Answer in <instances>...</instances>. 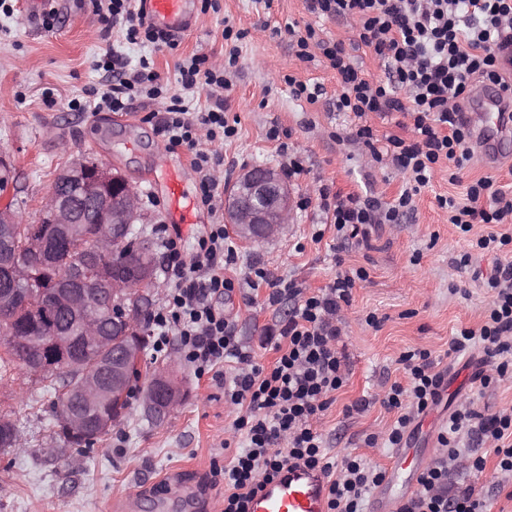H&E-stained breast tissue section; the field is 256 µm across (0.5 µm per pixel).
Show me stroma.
I'll use <instances>...</instances> for the list:
<instances>
[{
  "mask_svg": "<svg viewBox=\"0 0 512 512\" xmlns=\"http://www.w3.org/2000/svg\"><path fill=\"white\" fill-rule=\"evenodd\" d=\"M0 155L10 166L12 182L1 201H15L25 223H37L57 174L74 159L90 154L123 173L139 191L156 242L157 264H164L163 239L177 233L188 253L200 249L208 225L225 221L223 211L209 212L200 201L199 175L186 147H169L151 120L171 96L184 95L177 65L198 54L224 70L230 88L223 94L224 111L235 120L237 133L213 148L224 162L218 180L235 178L243 168L265 165L283 169L286 159L299 160L300 175L289 178L292 207L288 224L261 243L235 242L238 260L233 274L257 262L273 277L296 280L318 290L338 270L364 269L345 307L338 347L349 371L345 386L317 424L329 461L356 456L368 466L387 468L393 451L369 445L368 435H385L398 417L382 401L393 383L407 384L398 360L414 348L428 349L437 370L446 371L448 385L441 402L410 427L408 445L424 463L439 456L437 434L455 406L474 403L486 413L512 410V380L484 388L473 379L483 353L479 346L454 353L451 339L463 328L479 329L491 295L472 278L473 269L491 273L493 255L475 250L486 224L461 233L448 222L438 196L464 201L466 188L483 177L512 187V162L488 168L471 162L449 183L447 168L435 172L414 198L413 212L401 223L379 224L369 240L340 241L333 226L322 225L318 192L359 193L390 201L406 187L405 178L376 163L354 143L360 124L370 125L378 139L409 138L410 120L401 113L368 114L358 119L337 111L336 73L323 56L304 61L288 26H313L322 38L342 42L353 64L367 76L383 71L371 52L357 46L354 23L310 14L305 0H196L193 26L176 49L154 50L149 43H127L118 29L100 22L93 0H54L53 28L28 14L24 0H0ZM124 53L130 67L148 58L162 88L160 97L136 98L129 113L91 112L82 104L98 98L109 78L100 67L112 51ZM236 63H229L230 51ZM318 87L316 102L297 98L289 79ZM176 175L188 193L195 215L191 224H177L175 204L164 187ZM321 240H314L316 230ZM468 252L472 269H458L453 260ZM270 287L260 284L250 295L225 294L224 310L235 333L256 359L271 365L272 348L262 346L265 329L286 316L287 304L269 306ZM376 324H368L367 316ZM177 359L186 396L163 422L145 420L139 400H132L126 419L91 447H66L55 433L53 397L39 380L12 370L11 385L0 386V415L16 425L25 446L0 451V512H113L126 500L130 512H158L156 502L183 482L197 490L198 512H221L224 485L215 474L223 470L243 444L233 431L236 406L224 398L223 380L197 374L182 359L178 337L162 352L146 349L142 377L156 364ZM472 488L491 504V512H512V483L504 480L494 455L482 471L452 468L449 490Z\"/></svg>",
  "mask_w": 512,
  "mask_h": 512,
  "instance_id": "35a3bbf8",
  "label": "stroma"
}]
</instances>
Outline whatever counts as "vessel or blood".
Instances as JSON below:
<instances>
[{
    "instance_id": "vessel-or-blood-1",
    "label": "vessel or blood",
    "mask_w": 512,
    "mask_h": 512,
    "mask_svg": "<svg viewBox=\"0 0 512 512\" xmlns=\"http://www.w3.org/2000/svg\"><path fill=\"white\" fill-rule=\"evenodd\" d=\"M193 0H145L155 28L174 37L183 36L194 19ZM508 109L496 87L477 84L468 107L474 131L473 143L481 159L494 165L505 157L512 141ZM397 462L374 491L368 512H400L418 488L422 465L406 449L396 453ZM249 512H327V478L317 469L297 464L284 468L252 498Z\"/></svg>"
}]
</instances>
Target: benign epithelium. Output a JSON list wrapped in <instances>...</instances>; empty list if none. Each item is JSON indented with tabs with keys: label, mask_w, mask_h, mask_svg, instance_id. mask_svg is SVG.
<instances>
[{
	"label": "benign epithelium",
	"mask_w": 512,
	"mask_h": 512,
	"mask_svg": "<svg viewBox=\"0 0 512 512\" xmlns=\"http://www.w3.org/2000/svg\"><path fill=\"white\" fill-rule=\"evenodd\" d=\"M56 183L41 222L29 226L28 254L0 263L8 275L0 289V334L24 354L34 378L78 368L79 342L101 352V372L85 376L78 399L86 408L109 405L112 416L91 422L84 411L70 405L59 410L58 430L71 442L85 444L110 431L124 412L129 374L140 365L147 341L133 321L144 311L146 290L157 284L156 263L149 241L131 236L145 220L139 194L125 177L82 156L57 176ZM227 215L242 241L269 239L290 216L288 187L280 172L267 166L247 170L228 190ZM18 220L14 208L0 203V238H9ZM46 227L54 229L55 243L76 253V259L57 276L58 287L43 296L41 324L47 335L35 336L29 331V300L12 284L30 278L27 255L46 257ZM131 242L144 257L141 264L115 266L107 261ZM185 395L173 366L158 368L143 388V411L161 421Z\"/></svg>",
	"instance_id": "obj_1"
}]
</instances>
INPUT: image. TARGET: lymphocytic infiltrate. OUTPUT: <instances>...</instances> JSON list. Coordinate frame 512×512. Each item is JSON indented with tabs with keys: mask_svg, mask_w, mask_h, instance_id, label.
Listing matches in <instances>:
<instances>
[{
	"mask_svg": "<svg viewBox=\"0 0 512 512\" xmlns=\"http://www.w3.org/2000/svg\"><path fill=\"white\" fill-rule=\"evenodd\" d=\"M97 3L101 20L121 27L128 43L145 41L158 51L176 48L175 39L147 24L136 0ZM307 9L326 19H353L358 44L371 49L384 68V79H367L351 63L342 43L320 38L314 27H305L296 39L297 55L308 61L317 49L328 60L339 86L337 111L359 119L371 113L399 112L412 121L409 140L390 136L378 142L372 128L364 124L356 131L358 143L376 162H390L406 176L409 186L396 200L319 193L322 218L334 226L337 237L363 243L370 227L399 223L413 211L414 196L430 183L437 166L447 165L448 179L454 182L469 165L473 132L457 114L474 83L498 85L503 98L512 97L503 54L512 46V0H307ZM126 67L123 54L113 52L112 79L94 102V111L124 112L139 95L160 96L158 76L149 60H141L139 70L131 75ZM152 117L169 146L192 151L201 202L216 209L221 194L213 171L222 159L202 143L236 133L224 113L223 99H216L205 111L193 112L177 97ZM437 204L447 211L449 223L464 233L476 224L512 223V197L488 177L468 186L465 202L441 195ZM164 248L172 288L150 315L155 350L163 351L175 335L196 372L214 370L230 359L236 363L234 376L224 385V398L240 408L234 429L245 433L247 444L224 467V512H248L250 498L291 463L326 475L329 512H361L365 494L380 484L383 470L352 456L339 464L327 461L313 422L347 379L345 356L336 346L342 333L341 311L349 305L356 281L365 279V271L337 273L315 293L292 280L271 279L256 264L243 277H228L224 268L235 264L237 252L220 224L211 225L194 256H186L173 238L165 240ZM263 282L273 287L269 305L285 299L292 303L287 319L266 331V342L277 354L269 366L258 363L243 348L232 319L218 304L224 293L255 289ZM484 286L492 297L484 324L476 331L461 329L450 349L459 352L471 344L482 345L489 369L477 378L486 387L493 377L512 374V262H496ZM399 362L409 383L392 384L383 400L387 409L399 413L386 437L394 448L404 447L415 416L439 402L445 380L444 372L435 370L428 350L406 351ZM463 435L489 446L499 470L512 476V411L488 414L465 403L450 414L446 428L439 432L441 456L425 468L417 493L402 512H489V501L472 489L448 492V466L460 458L457 444Z\"/></svg>",
	"mask_w": 512,
	"mask_h": 512,
	"instance_id": "obj_1",
	"label": "lymphocytic infiltrate"
}]
</instances>
